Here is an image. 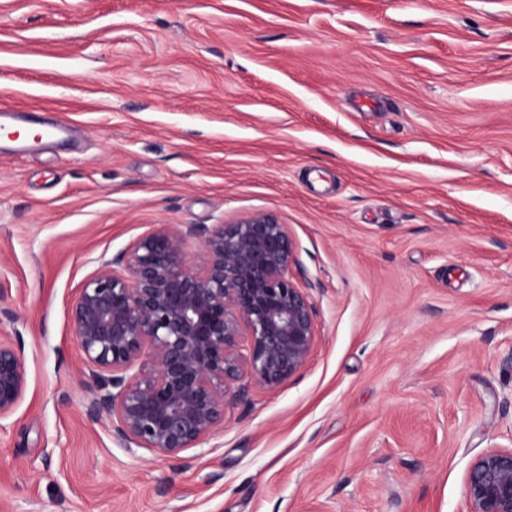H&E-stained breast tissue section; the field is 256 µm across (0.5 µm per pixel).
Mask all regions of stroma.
I'll list each match as a JSON object with an SVG mask.
<instances>
[{
    "mask_svg": "<svg viewBox=\"0 0 512 512\" xmlns=\"http://www.w3.org/2000/svg\"><path fill=\"white\" fill-rule=\"evenodd\" d=\"M0 512H467L512 445V0H0ZM285 224L315 313L179 458L91 418L67 301L137 236ZM27 387V365L22 349L8 336H0V420L10 417Z\"/></svg>",
    "mask_w": 512,
    "mask_h": 512,
    "instance_id": "obj_1",
    "label": "stroma"
}]
</instances>
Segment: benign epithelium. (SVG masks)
I'll return each mask as SVG.
<instances>
[{
    "label": "benign epithelium",
    "mask_w": 512,
    "mask_h": 512,
    "mask_svg": "<svg viewBox=\"0 0 512 512\" xmlns=\"http://www.w3.org/2000/svg\"><path fill=\"white\" fill-rule=\"evenodd\" d=\"M189 237L201 239V265L184 251ZM294 262L285 225L268 213L212 231L161 224L101 261L67 301L89 415H108L126 448L176 458L224 424L228 400L245 395L241 380L288 381L315 343L313 308L289 275ZM26 387L22 349L0 336V420ZM465 493L468 512H512V449L476 458Z\"/></svg>",
    "instance_id": "1"
}]
</instances>
